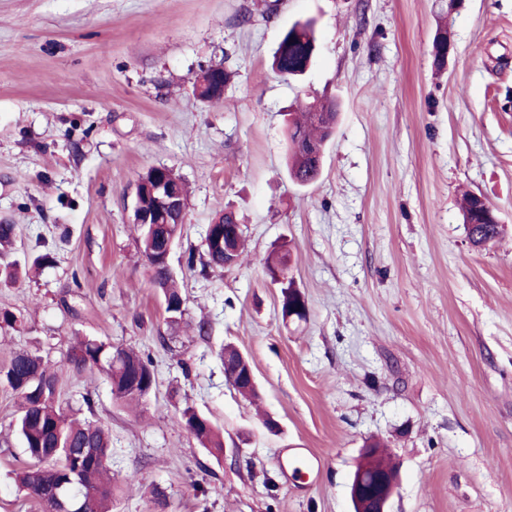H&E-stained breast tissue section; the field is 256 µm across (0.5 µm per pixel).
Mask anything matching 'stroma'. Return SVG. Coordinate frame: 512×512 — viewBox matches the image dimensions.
<instances>
[{
  "instance_id": "obj_1",
  "label": "stroma",
  "mask_w": 512,
  "mask_h": 512,
  "mask_svg": "<svg viewBox=\"0 0 512 512\" xmlns=\"http://www.w3.org/2000/svg\"><path fill=\"white\" fill-rule=\"evenodd\" d=\"M307 19L315 63L285 79L271 57ZM216 63L234 76L212 104L192 79ZM313 99L338 116L303 188L285 130ZM152 166L188 189L169 257L177 329L133 217ZM466 192L496 208L497 243L470 244ZM225 209L246 250L211 268L206 230ZM1 223L17 225L28 273L0 283V312L18 318L0 324V366L38 353L63 404L92 403L112 439V512H351L372 437L400 465L391 512H512V0H0ZM285 241L302 320L283 318L264 269ZM82 336L151 356L145 403L71 370ZM228 344L258 403L227 384ZM18 404L0 387V512H43L12 479L26 461ZM188 404L229 454L178 427ZM296 455L311 470L294 473ZM224 350H230L233 352L235 347L228 345L223 348L220 353V358L224 362V374L229 384L234 389H236L242 386L244 382L248 381L249 386L256 388L254 372L247 358L238 350L239 356L236 357L235 361L233 362V366L230 367V357L228 354H224ZM225 364L227 365V368Z\"/></svg>"
}]
</instances>
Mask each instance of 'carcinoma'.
<instances>
[{
  "mask_svg": "<svg viewBox=\"0 0 512 512\" xmlns=\"http://www.w3.org/2000/svg\"><path fill=\"white\" fill-rule=\"evenodd\" d=\"M316 38L311 24L297 23L284 34L276 49L272 69L288 78H297L308 70L315 57ZM232 73L221 67L202 76V97L208 102L222 100L221 87L230 82ZM321 104H308L291 118L287 134V163L291 180L300 187L313 184L321 167L311 163L307 152L310 144L328 141L332 128L314 121V113L323 112ZM165 177L174 180L177 175L167 168L148 169L139 176L141 192L136 201L137 211L153 210L156 198L152 193L154 182ZM465 229L477 235L474 245L483 247L501 234V225L494 208L477 195H469L463 204ZM17 240L14 224H0V273L11 278L16 274L17 262L11 259ZM290 252L282 247L266 259V271L287 266ZM153 286L162 295L182 298L173 274L165 265L151 269ZM73 372L98 369L111 384L112 394L128 403L145 401L153 391L156 378L150 357L131 349L97 338L79 342L68 357ZM0 383L20 397L18 414L14 421L30 463L15 472L17 486L30 497L39 500L44 512H61L63 505L77 506V512H112V441L97 422H80L72 418L58 401L59 379L43 357L28 351H19L0 369ZM178 425L210 453L224 455V443L218 428L192 405L181 410ZM86 446L92 459L81 460L76 449ZM57 489L61 501L46 498Z\"/></svg>",
  "mask_w": 512,
  "mask_h": 512,
  "instance_id": "carcinoma-1",
  "label": "carcinoma"
}]
</instances>
